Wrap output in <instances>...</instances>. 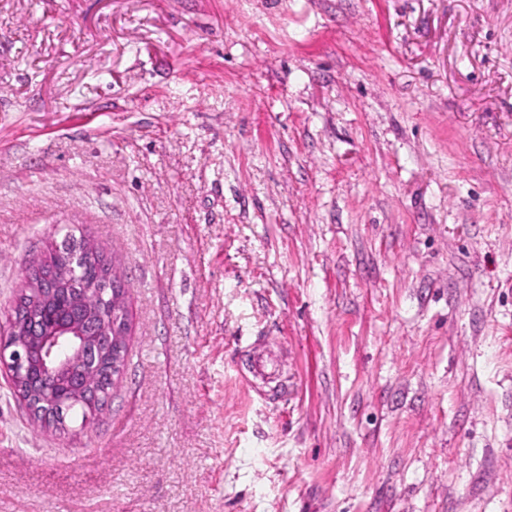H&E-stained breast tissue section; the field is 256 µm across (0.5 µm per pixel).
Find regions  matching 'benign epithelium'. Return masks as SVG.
I'll list each match as a JSON object with an SVG mask.
<instances>
[{"instance_id":"1","label":"benign epithelium","mask_w":512,"mask_h":512,"mask_svg":"<svg viewBox=\"0 0 512 512\" xmlns=\"http://www.w3.org/2000/svg\"><path fill=\"white\" fill-rule=\"evenodd\" d=\"M120 275L104 266L101 285L109 290L107 305L93 306L86 296L72 297L73 320L51 325L35 312L65 284L54 270L37 260L30 267L27 288L9 318V339L0 343V366L11 377L16 395L41 423L62 430L71 407L97 409L103 404L100 382L122 376L127 359V310Z\"/></svg>"}]
</instances>
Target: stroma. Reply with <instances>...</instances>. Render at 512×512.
Masks as SVG:
<instances>
[{
	"mask_svg": "<svg viewBox=\"0 0 512 512\" xmlns=\"http://www.w3.org/2000/svg\"><path fill=\"white\" fill-rule=\"evenodd\" d=\"M68 232L129 354L0 370V512H512V0H0V342Z\"/></svg>",
	"mask_w": 512,
	"mask_h": 512,
	"instance_id": "1",
	"label": "stroma"
}]
</instances>
